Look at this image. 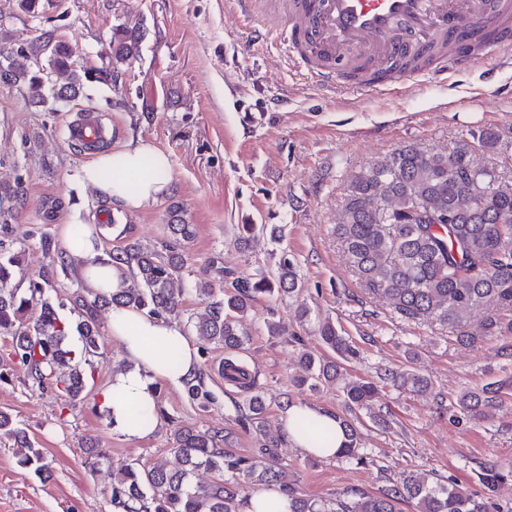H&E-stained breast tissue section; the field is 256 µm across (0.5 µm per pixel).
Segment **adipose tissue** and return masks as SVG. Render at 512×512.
<instances>
[{
	"mask_svg": "<svg viewBox=\"0 0 512 512\" xmlns=\"http://www.w3.org/2000/svg\"><path fill=\"white\" fill-rule=\"evenodd\" d=\"M170 171L168 155L152 143L140 140L95 153L83 166L82 177L102 198L136 211L168 193ZM62 238L66 253L81 261L79 274L84 288L106 297L120 292L123 274L104 255L95 225H65ZM108 330L127 357L129 367L113 376L101 394V406L116 430L130 441H139L149 436L152 429L133 420L130 402L152 406L161 385H181L198 368L197 347L181 324L131 307L112 306ZM171 345L180 352L175 364L165 354ZM303 419L321 424L329 433L328 443L318 444L301 432L299 422ZM282 420L289 442L306 455L331 459L345 442L342 427L324 409L291 404L284 409Z\"/></svg>",
	"mask_w": 512,
	"mask_h": 512,
	"instance_id": "ef3b65f1",
	"label": "adipose tissue"
}]
</instances>
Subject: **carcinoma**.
<instances>
[{
	"label": "carcinoma",
	"instance_id": "cac0c4a2",
	"mask_svg": "<svg viewBox=\"0 0 512 512\" xmlns=\"http://www.w3.org/2000/svg\"><path fill=\"white\" fill-rule=\"evenodd\" d=\"M140 53V37L123 28L112 34V66L131 64ZM0 79L21 86L41 104L68 102L79 97L82 70L73 60L72 50L53 34L43 35L26 45L14 47L0 41ZM169 240L145 245L130 240L112 250V262L125 266L126 287L110 299L93 297L85 289L71 295L72 309L81 320L71 324L58 307L44 297L43 285L34 279L22 287L18 255L5 250L0 239V335L11 339L9 360L25 370L28 382L42 387L49 381L64 397L63 408L73 410L82 402L86 369L94 368L102 336L97 317L100 308L122 304L156 316L175 314L180 307L185 259L180 245L194 236L177 205L168 207ZM336 235L353 271L371 291L386 297L395 312L411 319L435 321L459 336L471 340L512 331V166H487L473 151L460 146L424 151L413 145L396 149L367 170L353 175L346 186L342 221ZM231 291L215 294L212 284L198 285L206 303L204 316L192 323L197 335L214 344L229 357L221 371L228 383L243 390L257 386L256 375L230 354L244 348L249 332L243 316L259 294L298 297L303 285L294 262L282 256L276 277L264 275L252 280L224 272ZM41 304V314L33 323L23 320L32 303ZM77 332L80 350L65 347L66 339ZM322 342L337 354L349 358L357 351L326 322L320 329ZM301 374L298 386L310 390L323 382L338 379L336 360L316 358L307 350L299 352ZM199 371L185 384L198 409L213 404ZM402 388L425 391L430 381L410 370L383 375ZM500 387L464 392L457 401L461 415L480 418L498 406ZM347 402L368 407L377 385L358 380L344 384ZM264 400L254 394L240 422L254 427L260 436L261 455L241 457L221 446L219 431L196 430L176 425L171 451L181 467L170 469L163 463L147 467L124 466V480L112 487L111 505L120 512H241L248 495L235 481L243 475L255 482L276 485L288 498L290 512H399L405 499L417 503L418 512H499L491 497L506 475L488 469L482 475L488 493L480 496L451 481L443 484L412 472L378 494L353 491L334 501L303 497L276 461L273 448L280 438L268 434L262 425ZM347 438L336 457L356 464L366 456L359 453L357 432L346 419H339ZM6 438L19 448L18 465L39 475L50 468L36 450L26 430L17 428L12 417L0 411V440ZM212 473L209 484L191 489L187 480L199 468ZM231 478H225V475Z\"/></svg>",
	"mask_w": 512,
	"mask_h": 512
}]
</instances>
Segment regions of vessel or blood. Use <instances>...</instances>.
I'll return each mask as SVG.
<instances>
[{
  "label": "vessel or blood",
  "instance_id": "1",
  "mask_svg": "<svg viewBox=\"0 0 512 512\" xmlns=\"http://www.w3.org/2000/svg\"><path fill=\"white\" fill-rule=\"evenodd\" d=\"M244 14L266 7L284 18L276 32L293 66L325 96L377 95L409 80L447 81L488 56L512 62V0H234ZM107 128L92 113L69 121V141L90 147Z\"/></svg>",
  "mask_w": 512,
  "mask_h": 512
}]
</instances>
